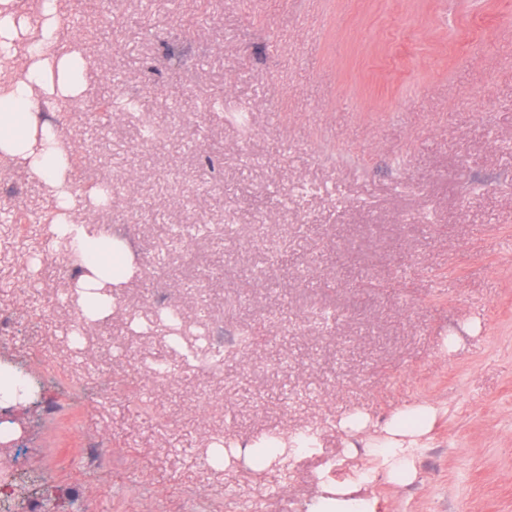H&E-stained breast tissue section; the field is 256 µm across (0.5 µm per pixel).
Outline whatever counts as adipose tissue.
I'll list each match as a JSON object with an SVG mask.
<instances>
[{
    "label": "adipose tissue",
    "instance_id": "ef3b65f1",
    "mask_svg": "<svg viewBox=\"0 0 512 512\" xmlns=\"http://www.w3.org/2000/svg\"><path fill=\"white\" fill-rule=\"evenodd\" d=\"M61 12L62 0H35L30 9L19 0H0V53L17 67L13 79L0 87V157L26 171L62 210L50 231L69 237V249L82 258L79 302H94L87 313L94 321L111 316L108 289L124 282L134 267L129 250L111 231L93 234L86 223L75 221L87 203L71 186L73 147L44 118L61 103L79 104L90 72L88 60L77 50L59 48ZM434 416L427 404L406 407L391 416L383 439H368L366 446L389 482H408L410 463ZM309 512H373L368 487L351 482L328 486Z\"/></svg>",
    "mask_w": 512,
    "mask_h": 512
}]
</instances>
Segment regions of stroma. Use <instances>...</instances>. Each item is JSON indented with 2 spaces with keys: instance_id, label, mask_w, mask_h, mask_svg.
<instances>
[{
  "instance_id": "obj_1",
  "label": "stroma",
  "mask_w": 512,
  "mask_h": 512,
  "mask_svg": "<svg viewBox=\"0 0 512 512\" xmlns=\"http://www.w3.org/2000/svg\"><path fill=\"white\" fill-rule=\"evenodd\" d=\"M62 25L93 69L51 118L121 180L90 229L119 230L136 269L73 351L71 310L49 306L76 269L46 245L53 204L0 167V212L27 216L0 223V359L39 384L0 425V484L28 488L8 512H307L376 466L341 420L371 435L414 403L436 410L416 477L373 481L375 512H512V0H64ZM111 95L140 108L103 127ZM178 224L205 232L157 265ZM167 305L208 308L223 368L170 349ZM131 373L148 410L100 387ZM305 428L287 487L275 464L235 485L247 446Z\"/></svg>"
}]
</instances>
